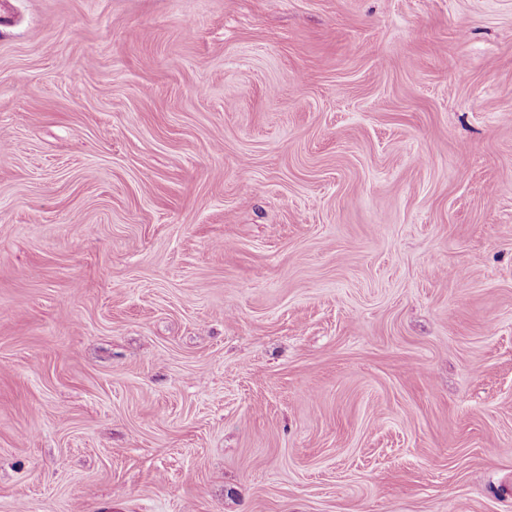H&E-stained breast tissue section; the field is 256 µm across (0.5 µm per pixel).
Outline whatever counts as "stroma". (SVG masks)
Instances as JSON below:
<instances>
[{"mask_svg":"<svg viewBox=\"0 0 512 512\" xmlns=\"http://www.w3.org/2000/svg\"><path fill=\"white\" fill-rule=\"evenodd\" d=\"M0 512H512V0H0Z\"/></svg>","mask_w":512,"mask_h":512,"instance_id":"35a3bbf8","label":"stroma"}]
</instances>
